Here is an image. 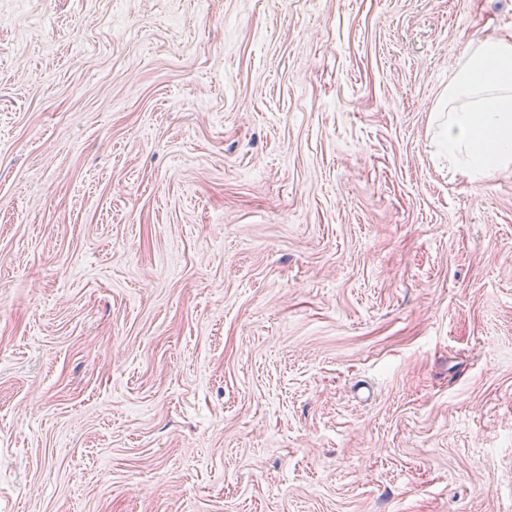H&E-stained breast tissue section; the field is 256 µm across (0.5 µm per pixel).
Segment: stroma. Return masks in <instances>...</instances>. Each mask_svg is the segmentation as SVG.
<instances>
[{"mask_svg": "<svg viewBox=\"0 0 512 512\" xmlns=\"http://www.w3.org/2000/svg\"><path fill=\"white\" fill-rule=\"evenodd\" d=\"M512 0H0V512H512V166L438 154Z\"/></svg>", "mask_w": 512, "mask_h": 512, "instance_id": "stroma-1", "label": "stroma"}]
</instances>
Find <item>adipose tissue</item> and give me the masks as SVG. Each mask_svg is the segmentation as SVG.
<instances>
[{
    "mask_svg": "<svg viewBox=\"0 0 512 512\" xmlns=\"http://www.w3.org/2000/svg\"><path fill=\"white\" fill-rule=\"evenodd\" d=\"M437 148L470 178L512 165V39L482 42L448 85Z\"/></svg>",
    "mask_w": 512,
    "mask_h": 512,
    "instance_id": "obj_1",
    "label": "adipose tissue"
}]
</instances>
